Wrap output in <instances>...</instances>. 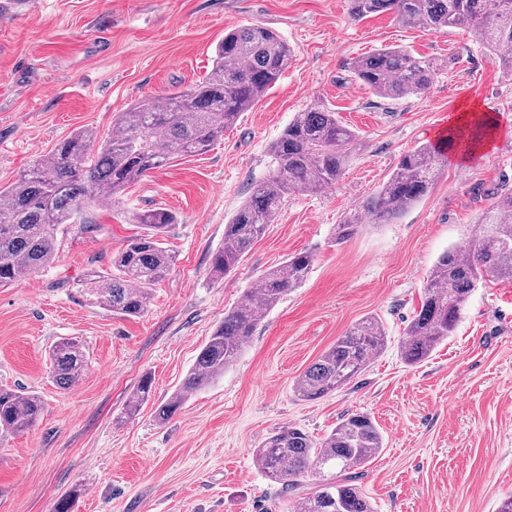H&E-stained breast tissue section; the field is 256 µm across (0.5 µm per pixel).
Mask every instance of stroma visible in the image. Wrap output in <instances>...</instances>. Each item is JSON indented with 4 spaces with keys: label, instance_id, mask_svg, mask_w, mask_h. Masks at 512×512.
Returning <instances> with one entry per match:
<instances>
[{
    "label": "stroma",
    "instance_id": "1",
    "mask_svg": "<svg viewBox=\"0 0 512 512\" xmlns=\"http://www.w3.org/2000/svg\"><path fill=\"white\" fill-rule=\"evenodd\" d=\"M0 186L77 130L99 135L131 103L185 89L212 67L225 30L265 26L291 49L275 86L207 152L178 157L129 187L121 206H88L57 234V258L33 277L0 286V386L38 393L42 419L0 440V512H294L323 475L284 491L254 451L294 426L314 439L348 414L376 423L381 452L358 486L375 512H497L512 494V281L485 278L452 336L410 366L399 344L441 253L468 245L495 197L512 189V78L470 27L429 33L388 12L356 21L348 0H0ZM384 47L444 59L422 95L382 103L355 79V58ZM493 114L498 132L466 166L449 159L434 188L400 219L362 225L349 241L333 229L361 206L400 159L434 141L462 103ZM336 112L357 139L333 187L285 199L239 265L209 272L224 226L274 168L269 152L296 113ZM176 213L163 243L174 255L145 313L100 306L86 286L139 233L135 210ZM308 253L302 287L267 311L237 362L193 394L166 423L155 404L178 389L225 314L259 276ZM367 317L387 344L341 390L317 400L297 378ZM65 339L86 353L70 389L49 373ZM153 398L126 402L143 375Z\"/></svg>",
    "mask_w": 512,
    "mask_h": 512
}]
</instances>
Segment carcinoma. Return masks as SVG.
Wrapping results in <instances>:
<instances>
[{"instance_id":"cac0c4a2","label":"carcinoma","mask_w":512,"mask_h":512,"mask_svg":"<svg viewBox=\"0 0 512 512\" xmlns=\"http://www.w3.org/2000/svg\"><path fill=\"white\" fill-rule=\"evenodd\" d=\"M350 14L363 19L389 11L408 27L438 33L476 27L482 43L497 55L502 72L512 77V0H349ZM290 48L262 26L234 27L214 49L211 70L188 88L161 98L133 103L115 119L104 139L82 129L54 151L34 161L8 186L0 187V285L35 275L57 256L56 235L90 204L120 206L126 188L175 156L207 152L278 81L288 67ZM448 62L385 48L353 63L359 82L377 96L401 100L427 92ZM355 134L336 113L320 107L299 112L270 147L272 172L258 182L250 198L224 225V244L211 260L218 279L237 267L274 222L286 195L320 191L342 175ZM444 146L426 143L405 154L397 170L360 208L336 225L345 242L366 223L390 224L426 196L443 173ZM143 232L119 250L109 270L94 272L88 285L100 305L124 316L146 310L154 287L170 272L172 255L162 246L173 212L157 208L132 214ZM312 263L299 253L266 270L250 298L224 316L203 345L174 395L155 410L165 423L180 412L189 395L209 386L235 363L264 313L302 286ZM486 275L512 280V191H503L478 218L469 254H442L424 286L421 306L404 330L401 358L415 365L452 335L468 298ZM386 332L373 317L352 326L297 379L295 391L306 400L322 398L349 384L385 347ZM86 354L73 339L58 342L49 354V371L61 388L85 373ZM151 377H143L127 404L132 416L152 395ZM45 404L34 392L0 387V437L30 430ZM382 436L371 417L354 413L326 437L315 441L303 430L283 427L255 451V460L273 481L290 489L324 469L336 471L302 498L300 512H373L355 484L356 470L379 454Z\"/></svg>"}]
</instances>
